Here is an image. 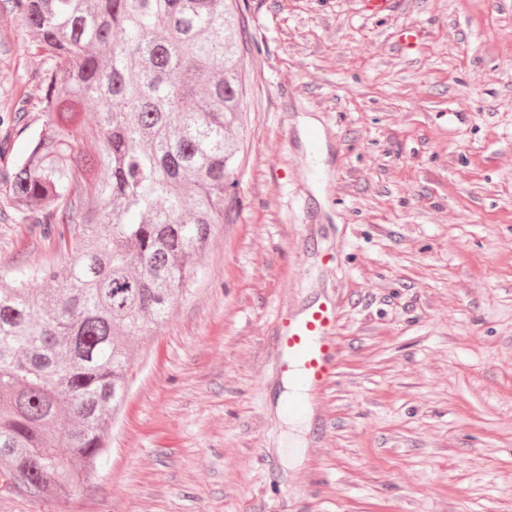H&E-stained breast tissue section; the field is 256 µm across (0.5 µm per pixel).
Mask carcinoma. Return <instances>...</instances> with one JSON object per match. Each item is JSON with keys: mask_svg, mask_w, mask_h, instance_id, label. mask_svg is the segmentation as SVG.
<instances>
[{"mask_svg": "<svg viewBox=\"0 0 512 512\" xmlns=\"http://www.w3.org/2000/svg\"><path fill=\"white\" fill-rule=\"evenodd\" d=\"M47 57L6 183L69 256L0 286V486L67 500L108 448L130 342L194 282L234 173L236 0H8ZM87 106L94 155L74 156ZM41 287L34 288L32 283Z\"/></svg>", "mask_w": 512, "mask_h": 512, "instance_id": "obj_1", "label": "carcinoma"}]
</instances>
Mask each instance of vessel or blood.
<instances>
[{
  "label": "vessel or blood",
  "mask_w": 512,
  "mask_h": 512,
  "mask_svg": "<svg viewBox=\"0 0 512 512\" xmlns=\"http://www.w3.org/2000/svg\"><path fill=\"white\" fill-rule=\"evenodd\" d=\"M335 311L330 302H318L288 320L273 342L284 367L297 369L305 386L320 389L334 378L338 361L331 339Z\"/></svg>",
  "instance_id": "1"
}]
</instances>
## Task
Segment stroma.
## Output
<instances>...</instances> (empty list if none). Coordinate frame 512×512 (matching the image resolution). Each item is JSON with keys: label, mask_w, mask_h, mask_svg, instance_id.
I'll return each mask as SVG.
<instances>
[{"label": "stroma", "mask_w": 512, "mask_h": 512, "mask_svg": "<svg viewBox=\"0 0 512 512\" xmlns=\"http://www.w3.org/2000/svg\"><path fill=\"white\" fill-rule=\"evenodd\" d=\"M237 4L224 222L134 344L92 479L65 502L0 489V512H512V0ZM45 67L0 0L1 175ZM64 258L0 217V274ZM319 298L339 376L292 465L272 342Z\"/></svg>", "instance_id": "35a3bbf8"}]
</instances>
